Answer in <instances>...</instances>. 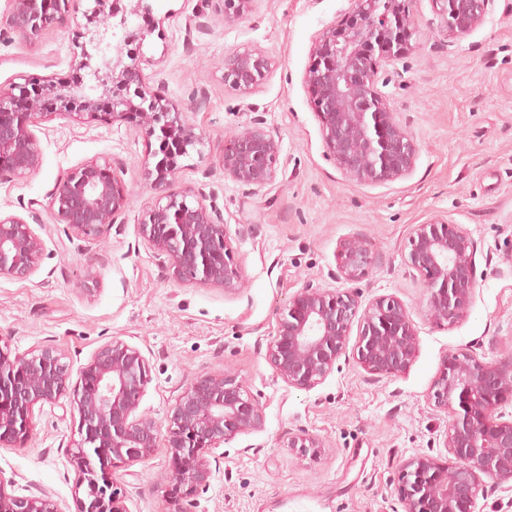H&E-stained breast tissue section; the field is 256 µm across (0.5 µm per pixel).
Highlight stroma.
I'll list each match as a JSON object with an SVG mask.
<instances>
[{"label":"stroma","instance_id":"obj_1","mask_svg":"<svg viewBox=\"0 0 512 512\" xmlns=\"http://www.w3.org/2000/svg\"><path fill=\"white\" fill-rule=\"evenodd\" d=\"M352 0H253L244 19L224 24V0H162L170 14L135 59L149 92L174 102L200 140L181 158L175 190L192 187L216 205L233 239L245 286L237 292L173 281L168 260L140 237L143 210L161 190L145 176L157 143L130 123L51 115L34 128L42 165L16 180L0 174V213L27 216L55 183L83 162L109 158L128 194L106 245L63 224L39 230L45 251L26 280L0 277V346L23 354L64 350L72 377L112 338L138 348L149 364L140 400L166 425L176 396L201 373L229 372L264 410L261 431L208 455L207 492L196 512H399L403 463L446 455L448 415L427 400L444 355L465 349L484 361L512 351V0H492L484 23L449 33L435 0H410V49L383 65L377 87L414 137L412 174L368 185L347 180L329 160L304 77L311 48ZM13 0H0V84L71 75L78 50L69 28L22 42L9 23ZM262 50L270 70L251 93L224 85V56ZM263 120L279 138L275 180L259 192L225 177L220 159L238 130ZM435 217L468 229L482 278L468 315L452 327L428 322L426 291L402 253L411 225ZM365 237L379 262L357 282L363 300L393 295L420 335L411 368L373 379L343 361L312 390L286 389L266 359L270 332L305 280L346 290L336 278L339 242ZM95 266L88 277L87 266ZM321 437V456L292 448L298 431ZM78 414L68 401L34 411L24 446L0 447V476L19 497L50 496L76 512V474L68 448ZM168 449L116 468L128 512H169Z\"/></svg>","mask_w":512,"mask_h":512}]
</instances>
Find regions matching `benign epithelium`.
Returning a JSON list of instances; mask_svg holds the SVG:
<instances>
[{
    "instance_id": "7a95c632",
    "label": "benign epithelium",
    "mask_w": 512,
    "mask_h": 512,
    "mask_svg": "<svg viewBox=\"0 0 512 512\" xmlns=\"http://www.w3.org/2000/svg\"><path fill=\"white\" fill-rule=\"evenodd\" d=\"M253 0H224V24L240 22ZM448 30L461 36L485 20L489 0H442ZM69 0H15L10 24L24 42L38 40L68 21ZM151 0H112V16L95 4L88 8L89 43L79 45L75 79L46 83L53 109L42 108L41 93L28 84L0 85V166L26 178L42 165L33 132L50 112L74 120L125 121L136 112L139 126L156 136L157 185L171 184L178 159L198 136L172 101L147 94L145 75L124 61V47L143 45L150 28L129 29L128 17H149ZM412 20L403 0H355L338 25L325 28L313 43V63L305 74L327 154L350 181L381 184L408 177L417 157L413 136L397 120L377 88L379 67L402 53ZM269 59L252 48L224 58V85L247 94L266 77ZM280 141L263 123L234 135L224 150V176L260 190L277 173ZM122 181L105 157L88 160L61 179L47 211L56 224L102 238L127 207ZM143 241L165 255L179 283L200 282L240 289L235 248L217 211L191 188L167 194L145 209L139 223ZM45 242L32 224L17 215H0V276L28 279L37 269ZM477 246L459 224L436 217L414 224L407 234L403 261L426 288L425 316L437 326H453L470 310L476 295ZM337 278L354 282L376 263L361 236L337 246ZM356 336L348 348L350 336ZM419 332L407 306L396 296L362 305L354 291L324 288L308 280L280 312L266 358L288 388L311 390L350 354L377 377L407 371L419 354ZM66 354L45 346L14 357L0 348V447L27 442L34 409L63 397L78 414L79 440L68 450L76 474L78 512H127L114 488V469L149 459L160 438L170 448L168 476L172 512H190L183 498L210 487L212 470L205 454L214 453L238 434L264 427V413L245 385L231 374L196 376L175 399L166 435L138 412L147 379L142 353L114 338L100 346L69 384ZM433 406L448 414L444 447L451 457L417 454L405 461L399 484L402 512H475L487 486L512 479V418L499 412L512 401V355L486 362L464 351L445 355L428 392ZM290 448H311L319 455L325 442L305 432L288 437ZM0 477V512H61L49 496L19 498Z\"/></svg>"
}]
</instances>
